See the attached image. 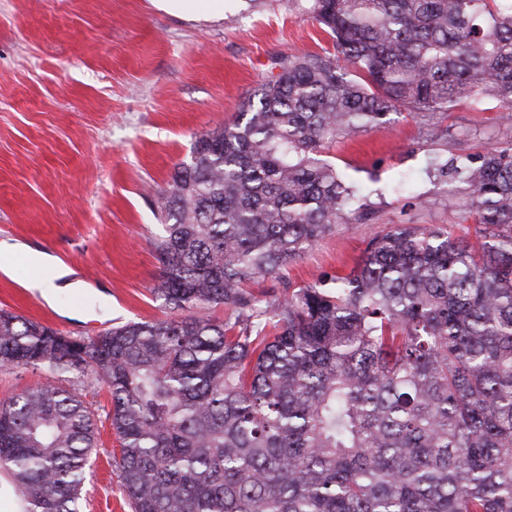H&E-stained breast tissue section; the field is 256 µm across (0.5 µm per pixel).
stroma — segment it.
I'll return each instance as SVG.
<instances>
[{
    "label": "stroma",
    "mask_w": 512,
    "mask_h": 512,
    "mask_svg": "<svg viewBox=\"0 0 512 512\" xmlns=\"http://www.w3.org/2000/svg\"><path fill=\"white\" fill-rule=\"evenodd\" d=\"M299 0H224L202 20L153 0H0V241L20 249L0 269V309L62 334L91 337L174 313L156 298L158 198L199 138L235 120L282 58L331 51ZM493 99L452 112L402 113L387 129L337 140L327 156L373 210L339 224L284 275L293 285L350 271L369 237L396 224H437L474 240L428 173L455 140L473 151L512 140ZM66 266L75 285L45 300L27 283ZM78 389L95 414L98 454L83 512H131L112 452L106 386L42 367L0 369V403L37 385Z\"/></svg>",
    "instance_id": "35a3bbf8"
}]
</instances>
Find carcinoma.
Instances as JSON below:
<instances>
[{"label": "carcinoma", "instance_id": "carcinoma-1", "mask_svg": "<svg viewBox=\"0 0 512 512\" xmlns=\"http://www.w3.org/2000/svg\"><path fill=\"white\" fill-rule=\"evenodd\" d=\"M309 2L334 52L288 56L160 192L183 315L78 338L1 309L0 369L106 384L133 512H512V141L428 167L476 242L395 224L348 273L248 288L365 220L336 140L485 96L512 120V0ZM97 430L74 388L0 404L16 512H82Z\"/></svg>", "mask_w": 512, "mask_h": 512}]
</instances>
